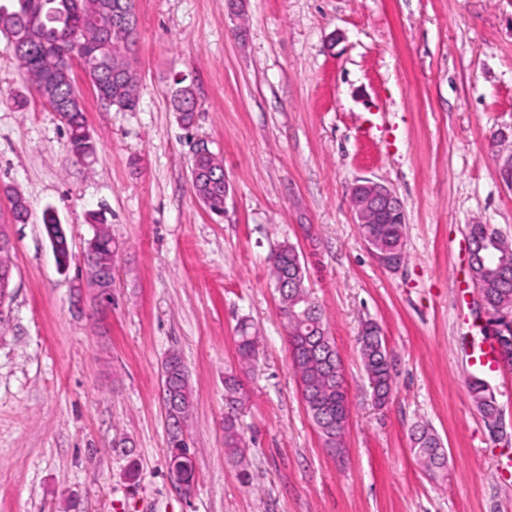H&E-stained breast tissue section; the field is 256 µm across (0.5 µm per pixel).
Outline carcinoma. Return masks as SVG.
Wrapping results in <instances>:
<instances>
[{"instance_id":"1","label":"carcinoma","mask_w":512,"mask_h":512,"mask_svg":"<svg viewBox=\"0 0 512 512\" xmlns=\"http://www.w3.org/2000/svg\"><path fill=\"white\" fill-rule=\"evenodd\" d=\"M115 0H11L0 4V38L7 50L19 40L36 38L35 51L27 58L18 59L21 78L33 88L41 100L58 112L69 97L78 95L71 69L58 64L64 53L77 51L85 75L90 80L97 98L106 97L118 110H130L137 101L138 73L132 59L112 52V47L99 41L86 44L81 41L82 27L92 24L104 31L113 28L111 3ZM38 12L43 26L36 33L27 28L29 15ZM173 108L179 120L190 127L196 114V102L179 100V91L173 92ZM70 151L73 154L94 156L96 142L89 137V126L83 112H73L65 123ZM191 166L198 172L192 182L195 195L212 213L224 210V173L222 163L215 157L193 158ZM14 220L26 224L30 219L27 201L16 193L12 198ZM99 225L98 246L102 253H112V236L104 229V220L92 214ZM405 222L396 224H360L358 231L374 254L404 251ZM468 239L484 243L469 256L472 278L481 290L485 307L491 315H512V267L495 273L503 255L512 259V245L505 242L488 224L468 225ZM270 277L278 282L288 280L289 294L279 297L281 312L288 324V351L295 371L303 403L316 427L324 446L332 450L343 447L344 430L349 417L346 380L336 342L326 328L323 308L306 286L307 266L303 255L290 244L280 245L269 257ZM358 343L364 369L376 404L383 405L392 390L391 362L381 327L374 322L362 326ZM500 366L512 370V335L498 338ZM258 337L248 321H240L237 328L239 363L247 366L256 357ZM163 371L169 374L170 390L178 400L181 415L188 413L191 393L188 374L181 358L173 353L165 361ZM224 390L232 403L224 416V448L231 456L241 455L242 435L237 422V411L244 405L243 386L236 372L224 376ZM468 392L483 416L499 414L496 401L474 376ZM412 451L427 469L438 467L435 449L441 447L437 435L422 427L412 434Z\"/></svg>"}]
</instances>
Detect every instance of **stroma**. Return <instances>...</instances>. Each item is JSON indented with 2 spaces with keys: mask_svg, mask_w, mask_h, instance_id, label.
<instances>
[{
  "mask_svg": "<svg viewBox=\"0 0 512 512\" xmlns=\"http://www.w3.org/2000/svg\"><path fill=\"white\" fill-rule=\"evenodd\" d=\"M135 4L136 108H102L73 69L97 143L84 164L0 42V229L13 242L0 319V512H68L72 500L79 512H512V371L488 379L498 431L465 387L470 341L488 320L467 227L512 241V188L498 172L512 152V0ZM178 78L197 96L189 130L170 100ZM499 132L505 142L490 147ZM200 140L224 164L220 217L192 190ZM361 178L402 203L399 269L381 267L359 235L349 188ZM10 187L29 202V223H13ZM48 208L69 240L65 272L43 229ZM92 211L112 235L105 310L72 304ZM286 241L305 259L343 363L339 453L324 448L289 360L268 275ZM242 319L259 337L243 370ZM366 321L381 327L395 377L382 407L356 342ZM172 352L192 391L188 497L168 474L161 370ZM234 369L246 394L235 459L224 449V374ZM419 424L439 436L443 468L413 457Z\"/></svg>",
  "mask_w": 512,
  "mask_h": 512,
  "instance_id": "obj_1",
  "label": "stroma"
}]
</instances>
